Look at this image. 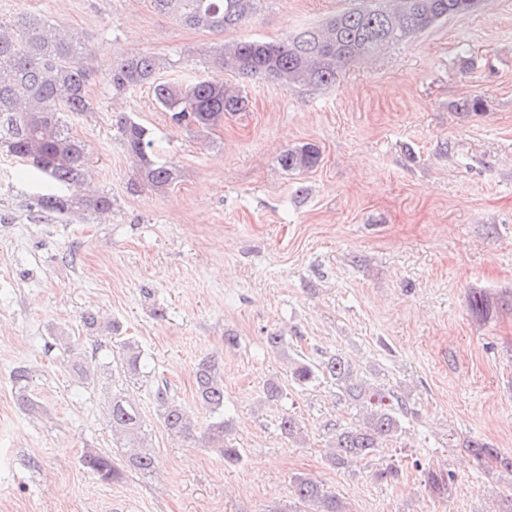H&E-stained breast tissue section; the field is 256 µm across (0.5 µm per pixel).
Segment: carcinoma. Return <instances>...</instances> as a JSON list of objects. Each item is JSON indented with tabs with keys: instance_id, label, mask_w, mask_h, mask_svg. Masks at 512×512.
<instances>
[{
	"instance_id": "obj_1",
	"label": "carcinoma",
	"mask_w": 512,
	"mask_h": 512,
	"mask_svg": "<svg viewBox=\"0 0 512 512\" xmlns=\"http://www.w3.org/2000/svg\"><path fill=\"white\" fill-rule=\"evenodd\" d=\"M260 0H150L151 8L181 25L222 33L248 24ZM478 0H362L348 10L334 13L319 24L277 42L241 39L210 48L207 75L186 84L162 81L168 61L148 53H122L112 58L106 86L113 97H122L144 86L152 89L155 103L169 116L170 125L197 136L224 123V116L246 111L248 100L237 87L224 83V73L246 78L272 79L291 86L323 87L336 81L347 63L370 58L391 45L402 43L452 15L473 10ZM89 49L75 32H65L50 21L19 13L0 22V149L26 162L42 174L56 191L36 196V220L54 221L65 215H106L112 212V195L105 190L70 189L85 182L88 149L72 136L63 116L82 117L95 111L88 94L91 72L84 66ZM119 140L134 164V185L164 191L178 179V170L161 161L149 129L126 113L113 119ZM322 152L314 143L284 151L278 164L287 172L317 167ZM83 327L112 340L108 361L93 368L81 348L66 346L71 369L83 383L96 382L100 369L108 368L114 379L130 384L146 374V358L138 342L120 335L121 327L104 321L97 313L81 316ZM267 348L290 361L289 378L299 387L321 378L336 388V396L356 411L352 425L335 428L328 461L334 467L363 460L383 440L401 429L407 414V397L381 388L355 372L351 363L332 355L318 361L305 354H288V340L279 332L266 336ZM15 397L24 407L34 401L29 393V374L19 367L14 375ZM198 402L211 414L200 435L193 434L188 412L169 396L166 384L155 386L153 396L159 420L168 433L194 438L204 447L216 448L224 463L237 465L241 452L227 438L224 421V377L214 359L201 360L195 369ZM112 435L122 448L120 460L97 451L86 452L82 466L103 482H118L125 472L152 470L154 459L146 444L143 421L137 406L120 389L112 394L108 415ZM279 429L291 440L301 437V424L291 414L280 418ZM468 451L478 461L494 459L512 472V454L505 455L482 440H471ZM424 483L437 496H445L453 475L429 467ZM291 484L301 512H347L345 503L320 481L296 475Z\"/></svg>"
}]
</instances>
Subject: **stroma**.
<instances>
[{"instance_id": "1", "label": "stroma", "mask_w": 512, "mask_h": 512, "mask_svg": "<svg viewBox=\"0 0 512 512\" xmlns=\"http://www.w3.org/2000/svg\"><path fill=\"white\" fill-rule=\"evenodd\" d=\"M348 3L263 0L249 24L216 34L149 0H0V20L38 14L90 46L97 109L68 125L114 201L97 219L33 221L40 188L0 150V512H265L294 502L296 474L322 481L348 512H495L512 492V472L466 449L475 437L512 449V0H482L320 89L225 74L249 106L205 141L174 130L148 88L115 100L104 81L113 54L149 52L176 60L161 78L184 84L205 75L209 47L283 41ZM474 96L482 112L455 110ZM118 112L151 129L179 171L175 186H133ZM304 142L320 147L319 166L282 170L279 155ZM475 291L487 313L470 309ZM88 310L119 321L151 370L130 392L155 468L119 483L80 463L90 450L121 454L107 416L112 382L81 384L53 343L68 336L106 354L80 322ZM276 331L405 394L401 432L331 468L330 429L353 413L323 380L265 400V382L288 375L265 344ZM228 335L237 346H225ZM206 357L224 373V419L243 454L232 467L157 416L163 379L205 423L193 369ZM18 366L34 408L16 402ZM286 412L304 427L300 441L280 433ZM389 463L401 469L392 486L373 476ZM424 465L453 474L448 498L425 491Z\"/></svg>"}]
</instances>
